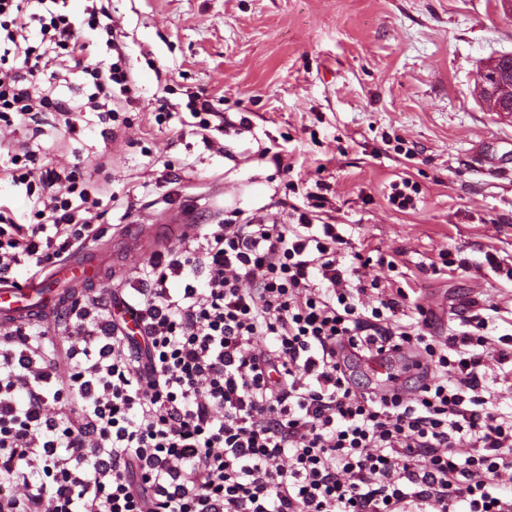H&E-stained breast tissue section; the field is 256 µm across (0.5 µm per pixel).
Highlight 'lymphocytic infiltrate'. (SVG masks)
I'll use <instances>...</instances> for the list:
<instances>
[{"label":"lymphocytic infiltrate","instance_id":"obj_1","mask_svg":"<svg viewBox=\"0 0 512 512\" xmlns=\"http://www.w3.org/2000/svg\"><path fill=\"white\" fill-rule=\"evenodd\" d=\"M105 2L77 18L68 0H0V122L53 111L69 128L111 107L130 75L92 56V30L117 48ZM66 73L83 74L86 100L49 91ZM7 157L0 175L33 221L0 212V282L72 254L95 205L74 173ZM350 246L304 212L221 224L154 255L139 297L73 311L63 352L46 353L35 324L13 329L0 350V512H392L415 499L512 512L497 484L512 470V423L488 408L478 374L497 350L485 320L442 339L403 289L366 305L367 282L343 264ZM402 350L424 365L410 398L354 389L347 356ZM461 437L476 449L462 461Z\"/></svg>","mask_w":512,"mask_h":512}]
</instances>
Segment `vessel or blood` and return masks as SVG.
I'll return each instance as SVG.
<instances>
[{
	"mask_svg": "<svg viewBox=\"0 0 512 512\" xmlns=\"http://www.w3.org/2000/svg\"><path fill=\"white\" fill-rule=\"evenodd\" d=\"M101 277L100 262L85 251L60 263L42 280L25 286L0 283V326L48 322L58 310L71 303L70 297L57 293L56 284L64 283L78 291L99 281Z\"/></svg>",
	"mask_w": 512,
	"mask_h": 512,
	"instance_id": "1",
	"label": "vessel or blood"
}]
</instances>
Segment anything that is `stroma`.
<instances>
[{
  "label": "stroma",
  "mask_w": 512,
  "mask_h": 512,
  "mask_svg": "<svg viewBox=\"0 0 512 512\" xmlns=\"http://www.w3.org/2000/svg\"><path fill=\"white\" fill-rule=\"evenodd\" d=\"M112 29L134 77L114 120L89 112L71 132L46 112L0 130L101 189L87 243L108 257L83 305L134 294L158 250L216 225L305 212L370 256L364 280L422 304L431 334L486 317L507 358L479 374L512 415V121L473 95L483 61L512 54L494 0H112ZM404 180L419 192L400 208Z\"/></svg>",
  "instance_id": "obj_1"
}]
</instances>
